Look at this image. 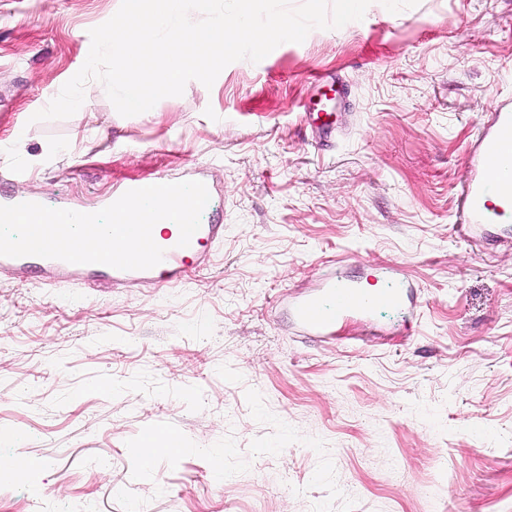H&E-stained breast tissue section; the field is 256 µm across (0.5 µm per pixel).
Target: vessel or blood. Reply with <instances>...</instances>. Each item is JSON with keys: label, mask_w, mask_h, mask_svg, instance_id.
<instances>
[{"label": "vessel or blood", "mask_w": 512, "mask_h": 512, "mask_svg": "<svg viewBox=\"0 0 512 512\" xmlns=\"http://www.w3.org/2000/svg\"><path fill=\"white\" fill-rule=\"evenodd\" d=\"M308 124L329 133L336 126L334 110L315 105L306 107ZM478 166L466 179L459 194L461 222L468 234L497 224L512 222V111L497 113L490 131L477 146ZM146 183H127L121 194L113 197V209H133L145 192ZM163 192L181 203L184 219L176 235L156 237L154 227L166 223V210L153 211L138 228V244L143 252L136 258L123 249H109L103 235L92 231L93 212L66 207L51 208L41 200L13 197L0 203V223L28 220L30 237L0 247V271L30 274L51 270L63 272L79 268L93 276H107L123 284L143 278L181 282L187 266L209 246L219 241L223 227L206 221L210 210L211 189L207 182L196 181L192 188L175 182H162ZM72 236L71 250H58L53 241ZM401 292L364 288L344 280L327 281L318 292L299 299L294 317L303 332L327 336L336 326L353 315L370 314L376 307L399 306Z\"/></svg>", "instance_id": "obj_1"}]
</instances>
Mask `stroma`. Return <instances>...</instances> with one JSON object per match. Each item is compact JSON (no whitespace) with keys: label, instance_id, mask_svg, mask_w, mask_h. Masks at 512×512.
<instances>
[{"label":"stroma","instance_id":"35a3bbf8","mask_svg":"<svg viewBox=\"0 0 512 512\" xmlns=\"http://www.w3.org/2000/svg\"><path fill=\"white\" fill-rule=\"evenodd\" d=\"M121 0H0V195L106 214L205 180L223 240L175 285L0 272V512H512V237L464 238L467 148L512 105V0H372L124 117L45 108ZM347 96L332 148L302 106ZM330 276L407 292L304 335ZM172 430L175 455L142 436Z\"/></svg>","mask_w":512,"mask_h":512}]
</instances>
